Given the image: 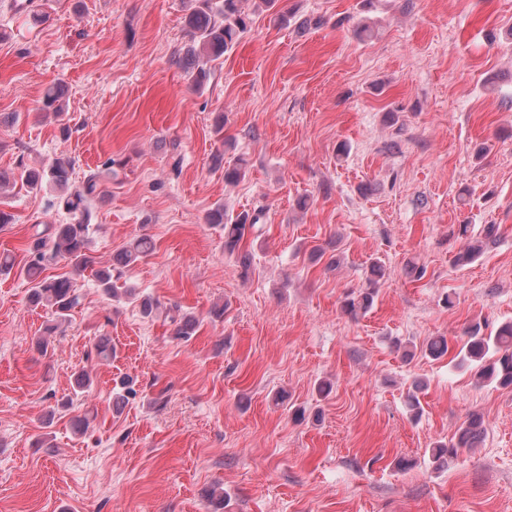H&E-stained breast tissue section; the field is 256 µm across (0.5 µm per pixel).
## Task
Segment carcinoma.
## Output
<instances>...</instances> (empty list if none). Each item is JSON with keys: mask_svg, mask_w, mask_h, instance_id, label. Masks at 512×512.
<instances>
[{"mask_svg": "<svg viewBox=\"0 0 512 512\" xmlns=\"http://www.w3.org/2000/svg\"><path fill=\"white\" fill-rule=\"evenodd\" d=\"M244 0H194L189 13L184 17V29L187 42L173 58V63L182 67L192 79L196 88H201L211 74V63L224 56L233 48L247 29L249 17L243 10ZM65 85L60 82L49 86L43 97V106L52 110L58 117L65 111L63 97ZM211 167L224 170V182L236 184L246 176L245 167L234 165L224 167V153L217 151L211 155ZM114 160L103 164V169L92 171L84 176L81 185L71 184L73 162L68 157H58L50 165L35 168L21 162L17 172L12 174L15 182L31 190H42L49 185L59 192V205L71 215L66 224L51 225V232L35 231L29 249L30 260L26 263L24 274L30 283L28 300L35 308H46L51 312L53 323L46 326L45 335L35 341V348L47 352L50 337L59 325L66 322L70 312L82 304L83 296L73 282L66 278H47L42 276L46 264L61 258L68 261L77 271L91 269L98 286L114 301L124 299L139 302L143 315L149 317L157 308V303L149 296H141L135 288L117 285L122 276L121 268L127 267L147 257L153 250L149 237L139 236L133 239L125 249L119 252L113 263L107 267L95 268L96 257L91 252V200L103 195V183L112 173ZM260 215L242 212L233 219L224 218V208L219 206L207 214V223L220 225L224 229V252L237 258L241 268V277H248L252 256L246 249L245 237L262 231L259 225ZM497 234V226L486 227L484 239L470 242L455 256L459 265L471 263L491 243ZM375 282L357 292H351L345 298L343 311L355 317L365 312L373 303ZM170 323L174 325L173 336L183 339L192 335L198 322L188 313L181 312L179 306L171 308ZM466 339L457 358L475 370L481 381L494 382L502 388L512 387V322L500 325L492 334H484L476 324L465 332ZM449 351L448 340L443 336L430 339L424 349L428 356L438 359ZM482 417L472 414L462 426L456 440L450 444H437L430 449V461L439 468L449 464L458 456L461 448L473 447L483 436Z\"/></svg>", "mask_w": 512, "mask_h": 512, "instance_id": "cac0c4a2", "label": "carcinoma"}]
</instances>
